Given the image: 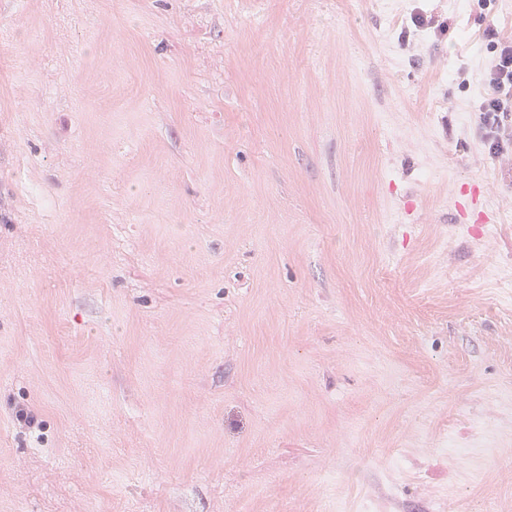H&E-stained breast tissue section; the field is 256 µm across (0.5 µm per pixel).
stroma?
<instances>
[{
    "label": "stroma",
    "instance_id": "obj_1",
    "mask_svg": "<svg viewBox=\"0 0 512 512\" xmlns=\"http://www.w3.org/2000/svg\"><path fill=\"white\" fill-rule=\"evenodd\" d=\"M510 38L512 0H0V512H512ZM491 53L481 73L488 92L478 113V131L489 153L495 156L512 146L511 39L496 43Z\"/></svg>",
    "mask_w": 512,
    "mask_h": 512
}]
</instances>
